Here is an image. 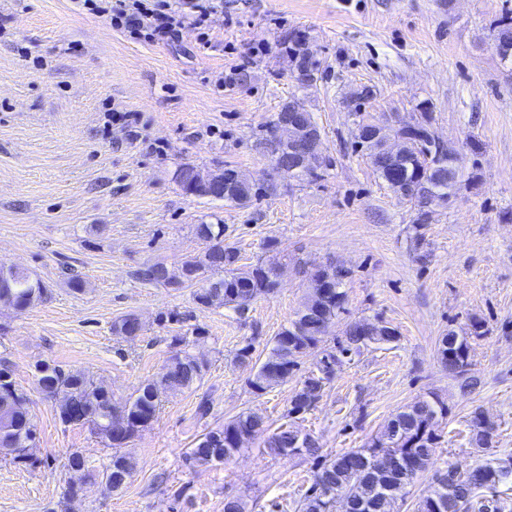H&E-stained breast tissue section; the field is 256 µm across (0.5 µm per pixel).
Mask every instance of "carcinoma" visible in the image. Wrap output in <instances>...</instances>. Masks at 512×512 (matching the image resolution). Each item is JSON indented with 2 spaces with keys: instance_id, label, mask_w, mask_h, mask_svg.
Instances as JSON below:
<instances>
[{
  "instance_id": "cac0c4a2",
  "label": "carcinoma",
  "mask_w": 512,
  "mask_h": 512,
  "mask_svg": "<svg viewBox=\"0 0 512 512\" xmlns=\"http://www.w3.org/2000/svg\"><path fill=\"white\" fill-rule=\"evenodd\" d=\"M288 55L297 69L314 72L310 67L311 53L307 42L293 41L288 46ZM416 111L419 113L414 118L416 136L427 141L430 107L422 102L416 106ZM354 138L361 140L363 153L378 176L387 180L390 158L382 144L362 133ZM400 163L409 173L408 181L414 182L423 166L414 148L406 150ZM463 177L462 173L456 175L446 168L440 169V180L434 184L436 196L447 198L448 186H457ZM411 203L417 211L415 240L419 244L423 239L420 229L429 221L431 210L420 200L413 199ZM196 234L206 242V250L202 255L182 262L186 283H194L199 271L224 273L223 277L210 283L211 289L221 292L218 300L199 292L196 294L198 304L204 307L224 305L242 313L258 296L276 288L277 266L263 262L249 266L240 264L238 249L225 242L224 225L199 224ZM137 276L145 283L167 286L171 273L166 264L156 262L137 271ZM335 277L340 299L318 302V311L313 305H303L296 317L274 336L265 360L248 381L255 394L261 395L280 385L282 374L291 373L304 354L325 342L330 328L344 310L342 286L347 274L338 269ZM46 293L42 281L24 268L12 265L8 277L0 276V305L23 312L42 301ZM135 330L141 332L143 326L133 314L121 316L112 323V333L121 338ZM200 339L199 332L191 341L186 336L173 337L181 350L170 356L158 378L142 384L135 394L125 399L115 398L111 391L102 388L82 370L66 368L54 361L36 363L38 387L54 401L58 419L66 424L67 414L79 413L94 433L106 438L107 447L112 449L108 464L101 469L91 466L79 451L69 454L65 467L80 472L81 482L97 484L110 494L123 488L131 479L136 461L126 448L138 433V423L153 422L163 395L193 387L208 370V361L189 349L190 344ZM396 339L395 330L386 325L376 323L373 330L366 332L354 321L347 325L345 339L338 349L341 354L358 352L363 347L391 343ZM444 339L448 340V345L438 347V359L448 373L464 375L471 365L468 339L457 341L451 331ZM327 383L329 379L319 373L308 375L293 393L288 413L311 409ZM446 414L448 406L439 398L419 399L393 414L366 446L324 458L309 493L296 503L297 512H331V499L337 491L359 504L357 512H392L396 500L408 494V487L417 473L432 463L436 453L432 426L438 417ZM264 430L263 416L251 410L243 411L223 426L204 433L186 452V461L192 466L222 464L239 453L253 433ZM494 430L495 423L483 412L476 410L472 413L470 434L473 444L489 446ZM36 442L37 428L30 412V399L16 386L7 362H0V458L13 463L26 462L31 457L29 449L36 447ZM265 447L277 455L306 453L315 456L319 443L309 434L282 428L267 438ZM379 449L406 457V470L384 473L372 468L370 457ZM445 473L448 483L421 499L417 512H502L505 509L501 488L512 485V461L497 459L466 473L450 466Z\"/></svg>"
}]
</instances>
